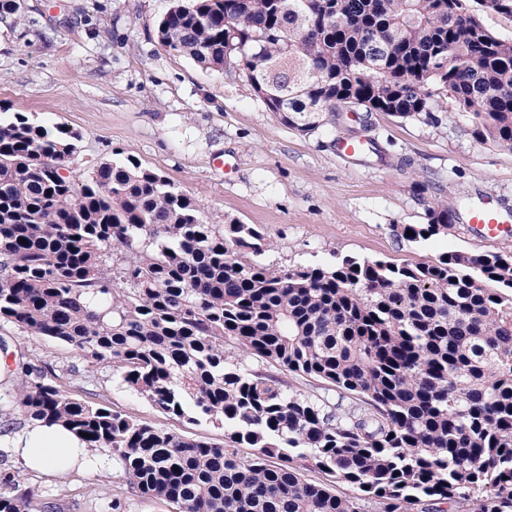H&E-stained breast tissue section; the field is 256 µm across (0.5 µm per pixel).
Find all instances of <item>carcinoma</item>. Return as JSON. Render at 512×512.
I'll return each mask as SVG.
<instances>
[{
	"instance_id": "carcinoma-1",
	"label": "carcinoma",
	"mask_w": 512,
	"mask_h": 512,
	"mask_svg": "<svg viewBox=\"0 0 512 512\" xmlns=\"http://www.w3.org/2000/svg\"><path fill=\"white\" fill-rule=\"evenodd\" d=\"M498 2L173 0L155 35L205 69L239 70L303 135L349 104L427 120L449 98L476 138L511 147L512 40L483 22L503 14ZM80 140L20 112L0 119V321L225 439L79 400L24 365L10 397L29 423L111 451L129 489L172 512H448L469 500L512 512L511 250L274 266L259 226L207 222L135 158L75 181ZM456 214L435 199L427 223L394 232L445 237ZM271 367L339 401L291 391ZM312 466L325 478H305ZM22 480L0 479V512H45Z\"/></svg>"
}]
</instances>
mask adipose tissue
Returning a JSON list of instances; mask_svg holds the SVG:
<instances>
[{"mask_svg": "<svg viewBox=\"0 0 512 512\" xmlns=\"http://www.w3.org/2000/svg\"><path fill=\"white\" fill-rule=\"evenodd\" d=\"M0 444L11 448L27 466L46 472L55 471L61 453L76 458L87 454L80 440L58 425L0 434Z\"/></svg>", "mask_w": 512, "mask_h": 512, "instance_id": "adipose-tissue-1", "label": "adipose tissue"}]
</instances>
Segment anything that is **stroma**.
Masks as SVG:
<instances>
[{"label":"stroma","instance_id":"35a3bbf8","mask_svg":"<svg viewBox=\"0 0 512 512\" xmlns=\"http://www.w3.org/2000/svg\"><path fill=\"white\" fill-rule=\"evenodd\" d=\"M0 16V110L24 112L80 133L69 165L84 179L113 152L174 181L213 224L261 227L274 243L265 262L317 264L332 254L428 262L441 253L506 249L465 220L447 236L414 243L393 225L422 224L435 199L467 206L487 197L512 211V149L475 140L453 105L432 120L369 115L383 159L346 158L336 142L357 126L301 135L266 112L244 75L203 69L161 45L156 23L171 0H17ZM0 346L19 349L33 375L57 377L71 396L184 436L223 442V429L159 414L111 368L89 367L70 348L24 337L0 322ZM47 512H171L137 496L120 465L93 471L27 472ZM96 488L89 500L85 491Z\"/></svg>","mask_w":512,"mask_h":512}]
</instances>
